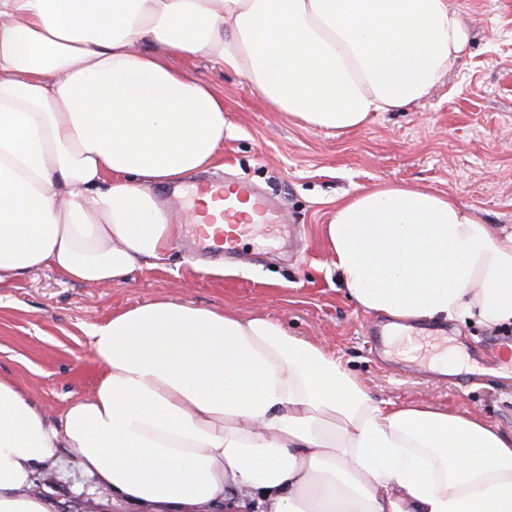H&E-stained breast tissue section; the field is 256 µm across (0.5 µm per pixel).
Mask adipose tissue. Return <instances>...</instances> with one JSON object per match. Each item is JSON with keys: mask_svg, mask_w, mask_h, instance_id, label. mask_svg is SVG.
<instances>
[{"mask_svg": "<svg viewBox=\"0 0 512 512\" xmlns=\"http://www.w3.org/2000/svg\"><path fill=\"white\" fill-rule=\"evenodd\" d=\"M468 40L448 0H0V282L120 284L190 223L153 189L233 130L223 97L164 55L206 54L343 135L428 96ZM323 234L348 296L393 336L512 325V232L452 195L374 185ZM90 337L100 374L57 417L0 377V512H52L33 477L59 448L143 512H512V434L382 406L275 320L158 299Z\"/></svg>", "mask_w": 512, "mask_h": 512, "instance_id": "1", "label": "adipose tissue"}]
</instances>
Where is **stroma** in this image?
Returning a JSON list of instances; mask_svg holds the SVG:
<instances>
[{
  "label": "stroma",
  "mask_w": 512,
  "mask_h": 512,
  "mask_svg": "<svg viewBox=\"0 0 512 512\" xmlns=\"http://www.w3.org/2000/svg\"><path fill=\"white\" fill-rule=\"evenodd\" d=\"M469 33L457 64L421 102L376 113L344 135L311 129L274 111L239 74L212 59L169 57V66L213 87L235 135L215 161L187 184L235 175L273 194L269 230L243 240L224 258L194 243L191 228L164 261L149 262L123 284L87 285L47 270L0 283V376L33 391L51 415L70 394L90 393L100 366L88 331L119 310L157 299L215 307L241 317H267L289 333L323 346L357 373L378 402L428 401L477 416L512 432V370L499 368L483 344H499L489 328L428 322L453 337L482 366L467 384L390 354L376 356L368 339L387 317L350 301L323 236L338 201L381 182L450 193L493 229L512 230V0H448ZM56 512H122L100 502L93 481L74 466L46 470Z\"/></svg>",
  "instance_id": "1"
}]
</instances>
